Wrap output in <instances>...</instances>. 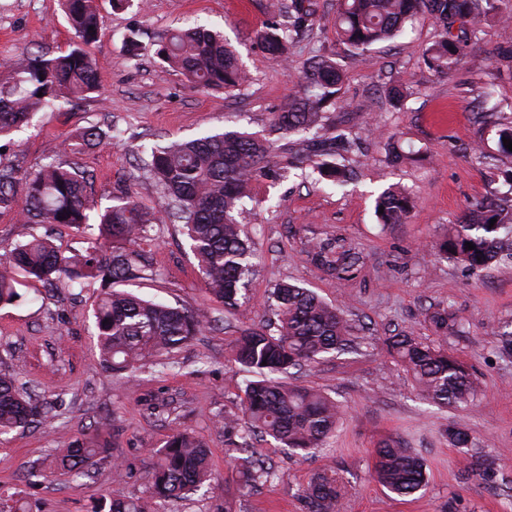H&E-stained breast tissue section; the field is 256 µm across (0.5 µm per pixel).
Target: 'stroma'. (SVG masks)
Wrapping results in <instances>:
<instances>
[{"instance_id":"obj_1","label":"stroma","mask_w":512,"mask_h":512,"mask_svg":"<svg viewBox=\"0 0 512 512\" xmlns=\"http://www.w3.org/2000/svg\"><path fill=\"white\" fill-rule=\"evenodd\" d=\"M250 2L244 14L230 0H97L103 34L88 51L98 65V92L59 101L1 139L0 168L24 176L65 159L85 171L100 206L129 187L143 207L161 212L164 200L142 168L139 147L228 128L283 145L270 130L273 112L300 90L308 59L332 53L351 109L330 113L324 134L352 143L334 160L354 166L357 177L341 187L309 168L276 181L255 176L253 199L237 220L256 272L246 304L234 314L207 295L180 226H156L154 241L143 245L152 274L135 293L206 310L210 320L168 367L149 361L119 376L103 368L93 318L100 283L20 285L18 301L0 304V369L15 371L28 395L52 404L54 416L0 439V512H9L17 498L28 500L33 512H99L115 498L148 496L153 451L176 428L205 442L214 488L170 503L167 512H307L299 490L328 464L346 485L343 512H512V355L502 353L493 334L497 327L512 331V258L474 274L435 249L470 207L512 186V157L500 155L494 127L512 119V62L497 55L499 47L512 45V29L484 22L464 62L437 74L422 60L436 35L430 16L353 54L336 33L337 0H314L313 30L287 60L275 61L255 33L276 17L267 0ZM194 24L222 31L236 49L248 74L239 94L194 88L156 56L170 31ZM131 36L142 45L140 56L124 48ZM73 41L60 0H0V63L26 52L56 56ZM391 82L407 90L398 109L381 91ZM90 125L112 131L115 140L70 152L73 135ZM392 185L410 193L413 207L403 223L383 224L375 202ZM34 235L71 256L84 252L97 232L25 224L14 211L0 210V244ZM326 239L355 253L352 278H333L312 261L311 245ZM281 282L340 307L361 348L291 370L289 383L336 400L340 424L311 456L288 455L271 440L255 442L254 455L270 462L276 477L250 490L240 486L236 472L241 440L219 424L238 413L244 396L246 374L227 356L242 330L274 323L270 293ZM437 312L447 313V328L431 322ZM399 333L444 347L469 367L480 390L465 411L420 399L384 344ZM103 418L110 429L96 466L79 478L60 474L53 465L56 449L82 439ZM456 422L469 433L467 447L448 440ZM385 439L399 440L424 460L427 483L416 495L398 496L373 479L375 450ZM117 461L124 471L119 480Z\"/></svg>"}]
</instances>
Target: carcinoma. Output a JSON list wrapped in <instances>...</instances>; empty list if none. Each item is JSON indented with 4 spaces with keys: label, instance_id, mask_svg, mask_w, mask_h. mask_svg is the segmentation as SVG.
<instances>
[{
    "label": "carcinoma",
    "instance_id": "carcinoma-1",
    "mask_svg": "<svg viewBox=\"0 0 512 512\" xmlns=\"http://www.w3.org/2000/svg\"><path fill=\"white\" fill-rule=\"evenodd\" d=\"M74 31L72 48L59 56L24 54L0 72V137L28 124L33 115L59 98L82 99L98 89L97 65L85 46L97 41L103 29L95 0H62ZM273 12L288 18V27H268L256 33L261 49L284 60L294 39L312 29V0H281ZM433 17L438 38L425 52L428 68L449 73L465 54L468 34L488 17L512 24L501 0H338L336 30L347 50L363 52L391 40L406 24L422 15ZM194 87L231 94L241 89L247 74L224 36L202 27L167 35L157 51ZM342 74L336 58L317 56L309 64L301 90L273 113L272 127L283 135L307 133L324 127L326 108L345 107L341 101ZM111 137L96 126L83 128L76 145L99 147ZM273 143L265 135L246 130L208 133L188 141H171L143 150L144 169L156 181L167 201L166 216L181 224L189 250L198 262L204 286L227 312L246 299L254 272L253 254L241 238L237 215L250 198L248 187L257 173L284 177L296 165L312 159L295 152L270 165ZM313 169L337 185L348 171L322 161ZM23 194H18V185ZM377 206L383 224L402 222L411 208L409 193L389 189ZM0 208L15 210L25 224H69L80 227L97 213L99 239L84 253L64 256L51 240L34 237L0 249V303L19 297L18 277L53 285H83L101 278L111 285L94 308L97 342L103 366L115 373L136 369L147 358H161L188 346L207 326L203 310L188 311L132 292L117 289L144 278L146 265L137 251L149 228L163 219L147 211L134 192L125 188L114 203L96 212L87 178L77 168L56 161L18 179L14 170L0 169ZM496 223H491V219ZM474 249H466V243ZM112 244L106 253L103 247ZM512 251V191L475 205L448 230L438 252L472 271H481ZM312 259L338 279L354 274L351 250L331 240L313 246ZM276 331L249 328L232 342V361L249 375L244 380L241 414L224 418V429L241 439L271 438L292 451L314 452L335 434L340 419L336 402L320 390L286 386L280 376L305 363L341 352L352 342V326L335 306L298 285L280 283L272 291ZM389 354L413 379L419 393L439 407L463 409L477 392L464 363L447 349L432 346L409 334L385 339ZM52 407L39 406L24 396L13 371L0 370V436L27 428L34 419L51 417ZM109 426L99 420L82 441L57 449L56 466L72 477L86 475L104 452L99 437ZM149 496L114 498L108 512H159V507L183 499L210 481L208 452L195 435L177 430L155 452ZM426 466L395 440H384L375 450L373 474L389 491L410 496L426 483ZM237 473L244 485L273 479L272 466L260 457L241 459ZM344 482L333 465L313 475L300 489L307 512H340Z\"/></svg>",
    "mask_w": 512,
    "mask_h": 512
}]
</instances>
